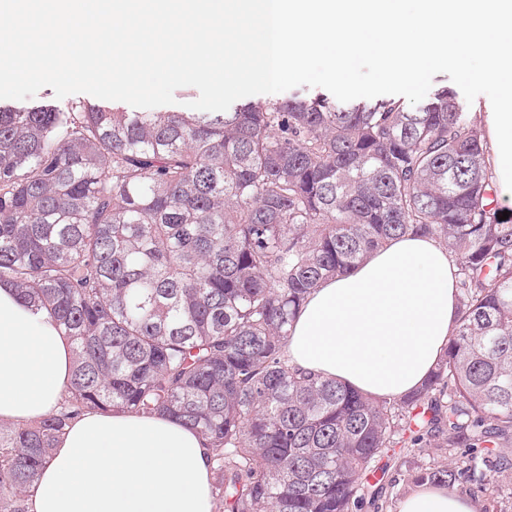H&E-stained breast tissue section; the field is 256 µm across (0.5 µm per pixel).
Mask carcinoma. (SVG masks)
Segmentation results:
<instances>
[{
    "mask_svg": "<svg viewBox=\"0 0 512 512\" xmlns=\"http://www.w3.org/2000/svg\"><path fill=\"white\" fill-rule=\"evenodd\" d=\"M489 147L442 88L416 108L324 97L224 112L0 106V287L73 345L69 394L0 425V512L87 410L164 415L208 440L224 512L384 509L424 437L493 450L412 483L512 470V208ZM508 219L499 220L503 211ZM455 260L459 321L424 385L376 402L288 366L310 291L409 234Z\"/></svg>",
    "mask_w": 512,
    "mask_h": 512,
    "instance_id": "cac0c4a2",
    "label": "carcinoma"
}]
</instances>
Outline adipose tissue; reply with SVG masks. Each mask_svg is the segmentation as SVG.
Listing matches in <instances>:
<instances>
[{
    "label": "adipose tissue",
    "instance_id": "adipose-tissue-1",
    "mask_svg": "<svg viewBox=\"0 0 512 512\" xmlns=\"http://www.w3.org/2000/svg\"><path fill=\"white\" fill-rule=\"evenodd\" d=\"M457 325L456 265L429 236L391 240L311 292L291 327L290 367L398 399L433 370ZM72 346L44 314L0 288V424L54 413ZM206 439L174 419L83 412L28 496L29 512H215ZM399 512H477L466 495L420 487Z\"/></svg>",
    "mask_w": 512,
    "mask_h": 512
}]
</instances>
